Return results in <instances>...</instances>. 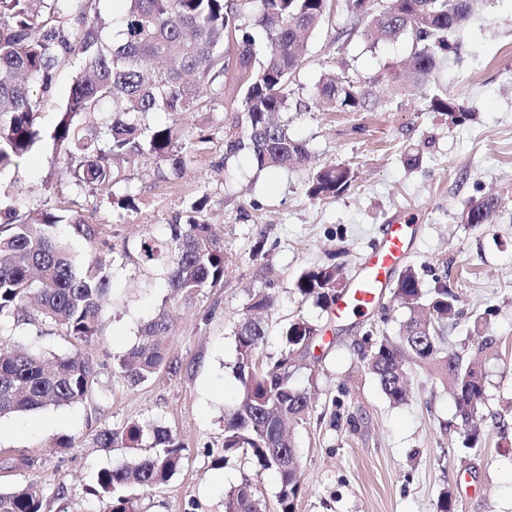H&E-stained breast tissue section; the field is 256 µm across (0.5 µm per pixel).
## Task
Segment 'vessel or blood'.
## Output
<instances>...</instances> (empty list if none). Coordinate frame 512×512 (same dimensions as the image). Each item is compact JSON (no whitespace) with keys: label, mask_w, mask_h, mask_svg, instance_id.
<instances>
[{"label":"vessel or blood","mask_w":512,"mask_h":512,"mask_svg":"<svg viewBox=\"0 0 512 512\" xmlns=\"http://www.w3.org/2000/svg\"><path fill=\"white\" fill-rule=\"evenodd\" d=\"M409 246L407 225H389L383 240L370 253L361 273L336 304L340 318L360 317L371 310L389 286L390 275Z\"/></svg>","instance_id":"1"}]
</instances>
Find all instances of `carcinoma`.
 Masks as SVG:
<instances>
[{
  "instance_id": "obj_1",
  "label": "carcinoma",
  "mask_w": 512,
  "mask_h": 512,
  "mask_svg": "<svg viewBox=\"0 0 512 512\" xmlns=\"http://www.w3.org/2000/svg\"><path fill=\"white\" fill-rule=\"evenodd\" d=\"M104 0H0V174L41 139L37 123L40 99L53 92L59 72L78 67L52 132L63 150L76 191L116 184L115 170L144 154L167 159L205 149L209 137H186L174 124L142 134L140 120L156 111H195L202 93L224 101V76L246 77L241 101V130L225 143L224 160L249 151L260 169L286 168L308 161L306 143L276 119L289 109L304 62L305 37L319 30L329 0H115L121 10L107 20ZM344 0L347 15L368 20L366 36L377 45L407 36L412 52L406 65L427 83L455 49V34L467 22L471 0ZM317 104L336 112H365L372 106L369 82L347 73L325 76L316 85ZM427 110L452 127L471 121L475 112L441 89L427 94ZM354 181L353 170L332 162L310 173L306 195L313 201L340 198ZM508 200L488 195L468 200L458 216L462 224L482 226ZM207 196L175 216L163 240L146 238L140 253L147 261L171 265L167 304H189L205 289L224 283L228 260L224 245L198 214ZM65 224L72 236L98 244L97 226L69 203L49 206L35 221L16 207L0 210V335L22 321L40 320L60 331L71 345L46 357L31 349L0 344V419L69 406L86 399L97 385L93 360L82 349L99 333L103 301L111 284L112 261L95 256L76 266L54 229ZM424 288L419 270L409 265L391 284L392 299L407 308L398 341L382 337L365 353L366 367L389 401L406 400L405 360L427 361L451 390L461 419L463 450L480 445L477 423L485 392L484 374L456 352L442 347L443 333L460 315V295L448 288V270ZM295 290L325 310L346 290L334 264L302 271ZM274 305L265 291L251 295L235 326L239 401L224 414L221 468L240 452L257 471L278 474L279 512H295L300 491L299 454L294 429L306 423L312 405L293 384L296 358L310 353L316 326L298 318L285 332V348L276 358L260 359L265 322L253 312ZM170 318L162 308L142 328L143 342L119 357L117 368L136 387L155 379L168 360ZM100 448H124L120 463L96 475L104 512H143L136 489L166 484L181 467L184 446L167 427L131 421L105 428L95 438ZM38 482L0 490V512H43ZM224 512H264L251 479L224 492Z\"/></svg>"
}]
</instances>
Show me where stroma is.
I'll return each instance as SVG.
<instances>
[{
	"label": "stroma",
	"instance_id": "35a3bbf8",
	"mask_svg": "<svg viewBox=\"0 0 512 512\" xmlns=\"http://www.w3.org/2000/svg\"><path fill=\"white\" fill-rule=\"evenodd\" d=\"M472 9L456 50L434 74L476 113L473 122L451 127L427 111L422 89L408 79L377 85L380 102L367 112L316 105L313 89L323 75L342 73L349 64L371 77L411 50L406 39L371 47L364 23L333 0L329 19L309 39L297 104L282 115L289 130L306 140L312 165L344 163L355 172L346 194L321 202L305 193L309 167L261 170L246 154L225 159L224 135L233 128V101L243 90L235 77L225 80L223 102L201 103L185 115L159 111L142 118L150 129L178 123L187 134L210 136L204 152L187 156L180 176L159 178L160 161L146 154L122 168L124 184L77 196L50 137L76 73L58 75L53 96L40 107L45 136L18 168L0 175V195L31 214L57 198L80 202L100 224L104 247L93 250L63 225L56 234L77 262L96 254L112 258V289L101 334L85 347L100 365L95 395L0 420V460L23 455L36 462L31 469L0 468V489L35 480L44 489L45 512H100L92 493L96 475L124 451L97 447V433L151 421L172 429L185 451L166 485L140 491L147 512H224L225 490L247 476L266 512H277L275 472L256 473L242 454L221 468L212 463L224 441L222 415L242 391L233 373L234 329L251 293L263 290L275 299L265 315L264 356L279 355L292 320L318 328L293 377L313 405L307 423L295 431L301 483L296 512H435L446 489L457 512H512V202L488 227L457 219L471 197L512 199V0H475ZM410 153L421 155L418 167H406ZM126 187L136 196L135 207L116 211L111 197ZM203 195L208 202L201 218L229 258L224 283L172 309L168 357L176 370L130 386L116 360L140 342L142 327L162 306L168 276L163 264L143 261L140 241L166 239L171 217ZM397 223L418 227L405 262L418 268L425 287H433L434 271L445 267L449 287L461 297L462 314L445 333V349L473 357L480 336L496 340L493 356L482 362V444L466 454L459 450L454 399L427 365L407 363L409 397L395 407L361 359L367 332L398 337L406 308L387 297L366 316L340 319L294 289L298 272L326 264L354 280L386 227ZM260 239L265 248L257 257L252 249ZM7 341L45 353L69 348L44 323L19 324ZM333 412L335 424L329 420Z\"/></svg>",
	"mask_w": 512,
	"mask_h": 512
}]
</instances>
